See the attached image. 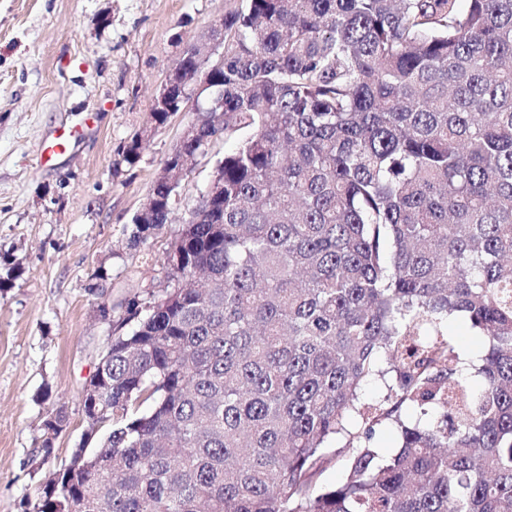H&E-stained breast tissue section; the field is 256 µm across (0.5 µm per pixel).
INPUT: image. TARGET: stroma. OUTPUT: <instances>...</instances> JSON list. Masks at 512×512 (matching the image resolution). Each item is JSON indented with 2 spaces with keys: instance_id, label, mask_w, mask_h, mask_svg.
<instances>
[{
  "instance_id": "stroma-1",
  "label": "stroma",
  "mask_w": 512,
  "mask_h": 512,
  "mask_svg": "<svg viewBox=\"0 0 512 512\" xmlns=\"http://www.w3.org/2000/svg\"><path fill=\"white\" fill-rule=\"evenodd\" d=\"M230 0H0V260L16 277L0 289V512H23L48 472L41 425L65 405L55 441L68 462L86 428L81 390L106 345L99 298L120 306L163 288L170 241L224 156L215 143L176 193L172 219L131 247L124 229L183 130L185 110L135 165L125 140L149 117L183 45L204 39ZM70 149L42 163L58 130ZM105 268L100 295L88 290ZM52 398H39L43 387Z\"/></svg>"
}]
</instances>
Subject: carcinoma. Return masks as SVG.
Here are the masks:
<instances>
[{"label":"carcinoma","instance_id":"obj_1","mask_svg":"<svg viewBox=\"0 0 512 512\" xmlns=\"http://www.w3.org/2000/svg\"><path fill=\"white\" fill-rule=\"evenodd\" d=\"M167 85L121 162L186 102L197 117L130 246L211 144L235 145L167 287L108 325L86 462L53 469L32 512H512V0H236ZM454 315L486 342L478 390ZM354 417L342 478L316 486ZM67 425L51 412L41 457ZM373 443L380 455L390 457L398 449L397 447L400 443L399 434L394 427H381L377 431Z\"/></svg>","mask_w":512,"mask_h":512}]
</instances>
